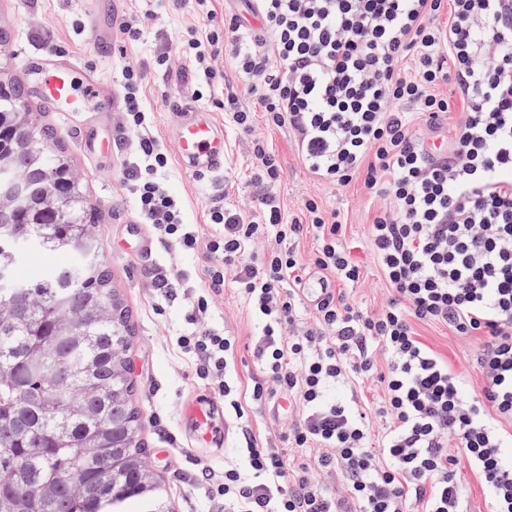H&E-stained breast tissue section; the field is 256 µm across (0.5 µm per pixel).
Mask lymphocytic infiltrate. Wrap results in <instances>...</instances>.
Masks as SVG:
<instances>
[{"mask_svg": "<svg viewBox=\"0 0 512 512\" xmlns=\"http://www.w3.org/2000/svg\"><path fill=\"white\" fill-rule=\"evenodd\" d=\"M191 5L202 27L160 49L159 68L182 59L198 99L222 87L216 106L246 135L254 114L239 96L249 95L267 127L292 132L308 173L360 182L389 202L368 235L390 291L376 311L344 291L361 275L342 242L344 217L313 199L285 214L269 191L284 169L263 139L254 138L245 182L252 216L215 197L207 217L218 231L200 238L160 180L168 156L149 134L144 72L123 66L122 132L137 148L122 176L139 223L202 253L210 289L232 281L262 324L245 397L228 383L236 337L197 327L179 348L224 392L229 416L247 418L249 405L278 393L302 407L283 447L248 436L210 497L230 512H466V469L490 512H512V434L503 429L512 422V0H250L255 28L215 0ZM307 234L316 242L307 260L326 287L302 328ZM260 239L268 246L257 256ZM438 323L480 337L478 396L466 398L460 375L420 340L418 325ZM373 374L383 385L373 409L336 397L338 384ZM371 411L389 422L377 439L365 424ZM319 471L337 487L317 481Z\"/></svg>", "mask_w": 512, "mask_h": 512, "instance_id": "f902f5d3", "label": "lymphocytic infiltrate"}]
</instances>
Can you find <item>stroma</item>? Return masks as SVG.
<instances>
[{
  "instance_id": "stroma-1",
  "label": "stroma",
  "mask_w": 512,
  "mask_h": 512,
  "mask_svg": "<svg viewBox=\"0 0 512 512\" xmlns=\"http://www.w3.org/2000/svg\"><path fill=\"white\" fill-rule=\"evenodd\" d=\"M118 10L120 17L139 21L143 37L127 46L113 42V54L104 56L94 47L81 0H0V63L21 83L26 104L39 113L53 143L70 155L87 198L98 210L95 237L99 259L129 311L133 328L129 378L140 411L146 458L166 490L170 508L172 512H224L223 500H208L196 477L205 470L212 476H222L225 465L235 461L237 449L244 447L246 434L278 440L292 427L302 408L278 398L249 409L246 427H233L226 447L214 448L195 441L182 409L191 396L212 392L213 386L197 377L191 359L176 343L178 336L192 330L186 321L190 302L205 297V326L237 338L234 361L242 386L248 385L254 370L249 346L258 324L232 284H225L220 293L209 291L200 255L167 245L150 226L136 223L134 200L120 174L123 155L132 144L121 134V113L112 111L102 99L91 102L82 112L53 111L36 93L35 80L25 67L26 53L32 49L49 53L66 49L80 72L92 73L115 87L122 79L123 62L141 65L151 133L169 156L162 182L180 201L184 222L191 224L200 237L216 231L205 215L206 204L213 196H225L244 215H251V196L242 190L252 165L250 139H267L285 170L281 181L271 189L285 210L296 211L305 199L313 198L345 217L344 242L362 270L351 293L370 310L380 309L389 297L387 284L367 246L369 224L385 202L370 198L358 185L340 188L310 176L299 162L292 133L285 128H267L261 121L249 136L225 124L226 164L222 175H198L184 168L168 134V103L185 86L182 63L171 60L170 70L165 73L156 66L155 55L161 44L174 41L197 19L190 8L164 7L155 0H120ZM85 135L109 144V151L88 154L81 146ZM156 271L184 277L183 286L174 288L173 299H165L153 288L151 275ZM418 332L422 341L461 375L466 395H478L483 387L476 363L479 338L457 336L440 325L422 324Z\"/></svg>"
}]
</instances>
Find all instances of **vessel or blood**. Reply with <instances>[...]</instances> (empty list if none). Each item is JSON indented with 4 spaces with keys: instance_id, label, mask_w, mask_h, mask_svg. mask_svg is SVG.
I'll use <instances>...</instances> for the list:
<instances>
[{
    "instance_id": "obj_1",
    "label": "vessel or blood",
    "mask_w": 512,
    "mask_h": 512,
    "mask_svg": "<svg viewBox=\"0 0 512 512\" xmlns=\"http://www.w3.org/2000/svg\"><path fill=\"white\" fill-rule=\"evenodd\" d=\"M87 7L101 12L106 23L104 32L96 34L94 44L98 52H106L112 43L117 10H104L98 0H84ZM27 65L37 75L36 87L40 97L58 112L85 110L89 101L110 97L114 108H121L117 92L107 91L94 79L80 80L71 62L48 63L39 55L28 54ZM170 135L180 162L197 174H220L224 171V129L211 112L200 109L188 100L173 104ZM219 403L212 397L201 396L188 403L184 414L191 419L200 440H208L214 430L213 415Z\"/></svg>"
}]
</instances>
